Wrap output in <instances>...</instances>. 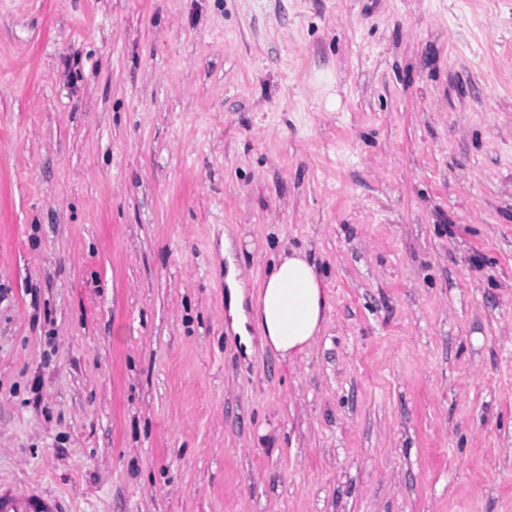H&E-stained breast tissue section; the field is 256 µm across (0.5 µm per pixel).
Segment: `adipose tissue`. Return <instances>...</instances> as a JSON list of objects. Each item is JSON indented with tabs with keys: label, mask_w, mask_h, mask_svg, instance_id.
<instances>
[{
	"label": "adipose tissue",
	"mask_w": 512,
	"mask_h": 512,
	"mask_svg": "<svg viewBox=\"0 0 512 512\" xmlns=\"http://www.w3.org/2000/svg\"><path fill=\"white\" fill-rule=\"evenodd\" d=\"M228 310L231 325L242 343H250V328L282 359L290 360L308 350L320 335L330 310L323 276L305 252L291 250L274 260L258 280L252 306H245V285L228 276Z\"/></svg>",
	"instance_id": "adipose-tissue-1"
}]
</instances>
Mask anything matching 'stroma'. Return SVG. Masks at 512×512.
<instances>
[{
  "label": "stroma",
  "mask_w": 512,
  "mask_h": 512,
  "mask_svg": "<svg viewBox=\"0 0 512 512\" xmlns=\"http://www.w3.org/2000/svg\"><path fill=\"white\" fill-rule=\"evenodd\" d=\"M331 283L293 361L228 267ZM63 512H512V0H0V485Z\"/></svg>",
  "instance_id": "1"
}]
</instances>
